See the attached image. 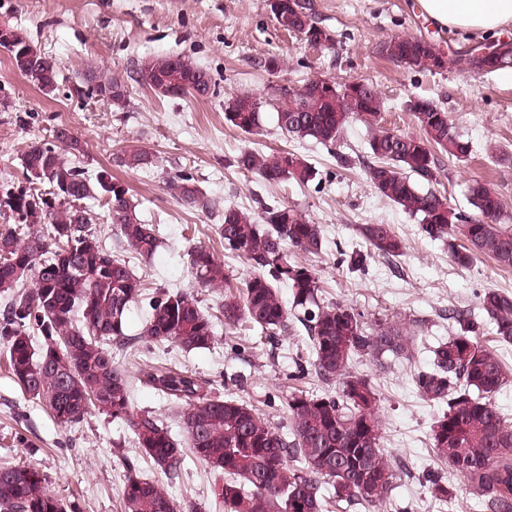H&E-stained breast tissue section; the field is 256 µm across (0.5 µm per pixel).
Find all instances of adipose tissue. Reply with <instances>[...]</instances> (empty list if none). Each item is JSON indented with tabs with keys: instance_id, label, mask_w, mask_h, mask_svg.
Returning a JSON list of instances; mask_svg holds the SVG:
<instances>
[{
	"instance_id": "obj_1",
	"label": "adipose tissue",
	"mask_w": 512,
	"mask_h": 512,
	"mask_svg": "<svg viewBox=\"0 0 512 512\" xmlns=\"http://www.w3.org/2000/svg\"><path fill=\"white\" fill-rule=\"evenodd\" d=\"M434 24L483 35L512 24V0H420Z\"/></svg>"
}]
</instances>
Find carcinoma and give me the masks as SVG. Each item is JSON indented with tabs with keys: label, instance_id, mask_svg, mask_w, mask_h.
<instances>
[{
	"label": "carcinoma",
	"instance_id": "obj_1",
	"mask_svg": "<svg viewBox=\"0 0 512 512\" xmlns=\"http://www.w3.org/2000/svg\"><path fill=\"white\" fill-rule=\"evenodd\" d=\"M294 32L313 46L322 32L312 17ZM401 52L414 58L409 68L428 69L419 60L421 37H395ZM0 47L9 55L15 73L30 79L49 95L58 88L61 63L45 54L24 33L8 29ZM481 69L493 73L512 68V45L505 44L497 59L476 57V49L447 50L446 68ZM141 77L158 95L186 94L207 98L216 93L209 70L181 55H160L141 62ZM354 98L347 84L328 93L308 81L278 100L274 112L283 135L333 147L349 119L378 118L382 97L377 87ZM80 94L106 101L121 110L127 105L125 86L97 67L81 76ZM427 108L415 112L420 134L380 132L368 146L373 162L366 176L375 191L419 219L421 234L448 245L455 264L467 267L489 257L512 268V229L498 223L502 210L490 185L475 181L468 201L475 213L453 208L448 198L428 188L437 181L438 149L458 160L471 152L469 142L455 130L448 113L428 98ZM268 101L241 92L224 103V118L239 131L263 130ZM84 142L65 125L51 139L28 145L22 158L23 177L0 184V209L11 214L19 228L0 230V338L7 343L8 367L14 382L30 398L44 403L62 426L81 422L92 411L126 424L136 447L165 474H175L184 460L171 430L149 411L133 407L132 392L141 383L183 407L181 424L191 453L210 469L224 474L214 489L225 512H326L327 503L383 507L396 488L403 464L380 448L382 421L379 396L368 378L352 370L356 357L384 365L389 360L415 359V340L398 326H367L353 309L319 302L315 269L296 263L291 251L319 255L325 248L322 227L285 204H267L252 213L224 208L217 234L224 250L245 260L252 272L237 295L224 299L225 323L246 318L270 335L288 332L290 318L308 333L311 358L296 363L322 382L338 385V393L323 396L301 392L288 396L286 406L292 440L241 400L224 397L212 384L187 370L142 368L133 374L112 359L107 345L126 349L137 341L175 343L186 351L208 349L215 324L199 301L183 292L161 291L146 297L143 280L130 266L126 253L153 256L160 247L155 226L142 219L128 184L103 168L95 179L80 165ZM130 170L153 168L155 155L130 149L117 157ZM238 166L268 183L293 180L306 185L317 178L314 167L290 151L259 154L246 149ZM168 187L191 208L207 209L210 201L194 176L181 172ZM103 197L116 225L118 249L108 251L91 227L86 205ZM50 225L49 234L33 230ZM359 234L373 252L397 257L403 244L389 224H361ZM188 265L202 288H222L224 263L202 244L187 251ZM368 254L336 249V263L366 269ZM289 288L287 304L280 288ZM147 301V313L137 337L129 334L131 307ZM479 308L493 325L498 341L512 344V295L488 290ZM457 324L448 340L432 349V363L415 374L420 396L443 402L447 409L431 428L436 456L467 480L485 512H512V420L491 402L509 382L497 355L480 342V324L462 311L448 313ZM298 466L288 465V459ZM124 512H181L180 505L159 483L142 477L126 462ZM0 512H68L52 495L45 479L31 467L0 469Z\"/></svg>",
	"mask_w": 512,
	"mask_h": 512
}]
</instances>
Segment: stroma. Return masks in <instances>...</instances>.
Listing matches in <instances>:
<instances>
[{"label": "stroma", "instance_id": "obj_1", "mask_svg": "<svg viewBox=\"0 0 512 512\" xmlns=\"http://www.w3.org/2000/svg\"><path fill=\"white\" fill-rule=\"evenodd\" d=\"M307 2L313 20L332 35L331 45L313 48L282 31L268 0H0V25L22 31L56 57L62 70L59 89L43 94L13 72L8 54L0 49V183L21 178L28 145L49 139L54 126H68L85 141V170L93 174L107 167L126 180L164 241L152 259L132 260L147 290L191 294L215 322L210 348L186 351L174 343H143L131 352L113 349V359L133 372L165 366L195 373L219 385L224 394L244 400L282 433L289 430L286 399L291 392L333 394L336 385L309 375L291 378L295 358L310 353L300 324L274 339L245 322L233 329L225 326V291L198 286L186 251L197 242L208 245L236 289L251 268L225 251L215 233L226 206L254 212L260 203H281L320 224L326 250L316 256L298 251L294 259L316 270L323 301L353 308L372 328L399 324L415 339L413 362L394 361L382 369L361 358L353 365L379 394L382 448L407 467L385 512H478L473 491L431 448L430 428L441 407L418 395L413 376L430 367L432 346L452 333L449 310L477 311L479 297L488 289L512 294V268H501L487 257L466 268L456 265L447 245L424 238L417 218L376 193L364 165L368 140L377 131L418 133L403 104L413 97L429 98L448 112L472 149L465 159H443L435 191L468 213L469 184L489 180L502 202L499 221L512 227V68L491 74L430 72L380 55L382 42L405 33L477 43V36L437 28L425 18L418 0ZM167 54L184 55L209 69L219 84L217 94L178 99L156 95L138 76L137 66L146 57ZM272 57L281 61L278 70L264 66ZM90 66L125 86V109L76 96L74 89ZM316 77L377 85L385 103L378 124L350 119L330 151L311 140L285 137L271 121L260 134L246 135L224 119V103L231 96L246 91L266 99L280 85L298 88ZM132 148L156 154L158 166L139 171L117 166L116 156ZM246 149L298 152L315 167L317 180L305 186L292 180L266 183L236 166V157ZM183 170L194 175L211 201L210 210L188 207L167 187L169 177ZM361 224L391 225L404 243L402 255L391 260L370 257L362 272L337 265V247L364 248L357 231ZM5 355L0 343V468H36L47 489L75 512H123L124 463L132 459L141 476L163 483L177 500L194 503L197 512H223L212 493L222 484L223 473L190 455L180 477L168 479L135 447L125 424L97 412L72 426L57 424L42 403L15 384ZM133 406L153 412L177 442H184L181 406L145 385L136 386ZM433 473L450 486L453 498L448 504H439L429 492L427 478Z\"/></svg>", "mask_w": 512, "mask_h": 512}]
</instances>
